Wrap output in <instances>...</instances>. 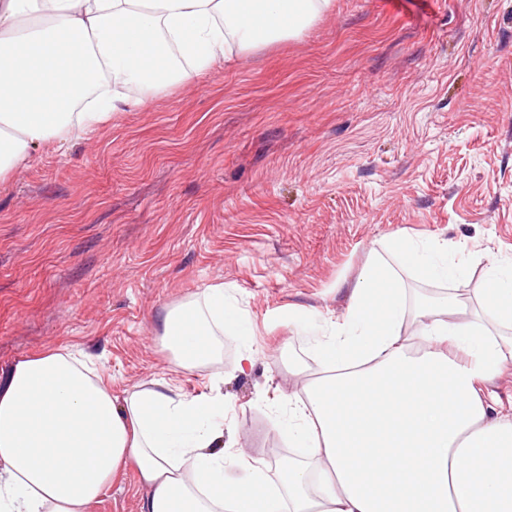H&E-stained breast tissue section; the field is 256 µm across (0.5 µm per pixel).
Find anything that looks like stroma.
I'll return each instance as SVG.
<instances>
[{"label":"stroma","instance_id":"1","mask_svg":"<svg viewBox=\"0 0 512 512\" xmlns=\"http://www.w3.org/2000/svg\"><path fill=\"white\" fill-rule=\"evenodd\" d=\"M405 238L512 261V0H336L302 39L37 151L0 185V371L67 344L116 395L219 382L225 440L267 462L290 452L279 401L320 371L292 320L339 317L368 259ZM401 276L410 330L422 301L482 287L485 265ZM213 285L252 333L225 330L217 358L177 371L161 319ZM147 497L128 470L89 512Z\"/></svg>","mask_w":512,"mask_h":512}]
</instances>
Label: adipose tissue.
Segmentation results:
<instances>
[{"mask_svg": "<svg viewBox=\"0 0 512 512\" xmlns=\"http://www.w3.org/2000/svg\"><path fill=\"white\" fill-rule=\"evenodd\" d=\"M334 7L0 0V184L36 149L59 151L232 54L298 39ZM396 250L437 280L466 270L445 239ZM406 303L396 268L373 258L342 316L312 336L323 371L284 398L288 439L305 454L275 480L225 445L218 386L188 396L156 380L118 397L68 345L22 357L0 376V512H86L128 468L150 491L144 512H512V414L486 400L512 365V268L489 260L474 303L428 304L410 334ZM239 320L223 286L209 287L166 312L161 342L190 372Z\"/></svg>", "mask_w": 512, "mask_h": 512, "instance_id": "adipose-tissue-1", "label": "adipose tissue"}]
</instances>
